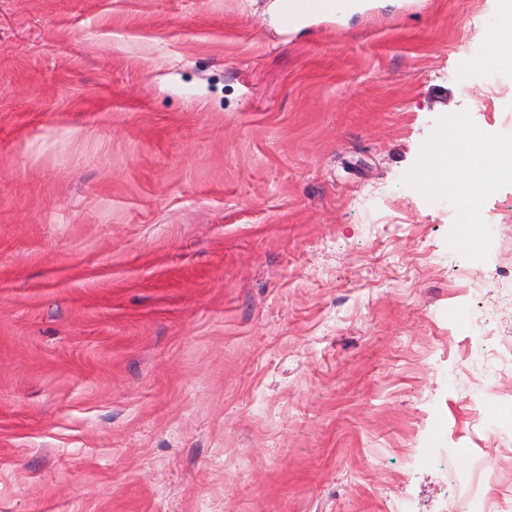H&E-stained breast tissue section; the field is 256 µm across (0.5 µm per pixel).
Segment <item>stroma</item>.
<instances>
[{
	"label": "stroma",
	"mask_w": 512,
	"mask_h": 512,
	"mask_svg": "<svg viewBox=\"0 0 512 512\" xmlns=\"http://www.w3.org/2000/svg\"><path fill=\"white\" fill-rule=\"evenodd\" d=\"M0 0V512H450L512 492L500 0ZM484 294H473L474 281ZM345 4L346 1L337 0H284L281 19L286 25L294 24L305 14L330 13ZM489 149V145L482 138L480 141L472 143L471 155H473L474 161L471 157V163L468 171L471 183H476L480 191H482L494 178H496L495 175L480 166V160L483 152L488 151ZM489 467V464L483 465L485 477L481 482L474 477L462 476L459 485L464 491V508L461 512H504L492 509L490 491L496 486L494 475L490 473Z\"/></svg>",
	"instance_id": "35a3bbf8"
}]
</instances>
